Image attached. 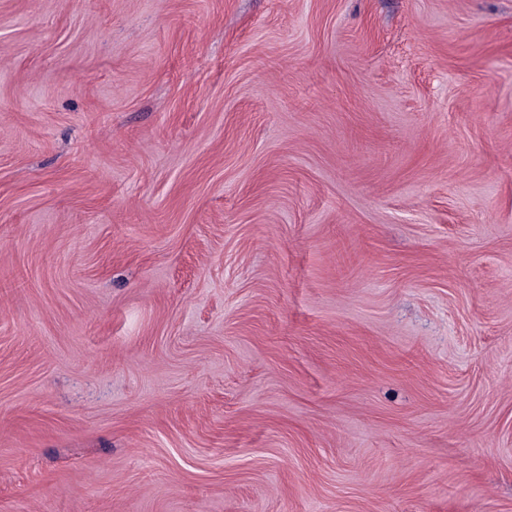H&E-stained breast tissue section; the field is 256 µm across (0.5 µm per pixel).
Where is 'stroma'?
<instances>
[{
	"instance_id": "obj_1",
	"label": "stroma",
	"mask_w": 512,
	"mask_h": 512,
	"mask_svg": "<svg viewBox=\"0 0 512 512\" xmlns=\"http://www.w3.org/2000/svg\"><path fill=\"white\" fill-rule=\"evenodd\" d=\"M0 512H512V0H0Z\"/></svg>"
}]
</instances>
